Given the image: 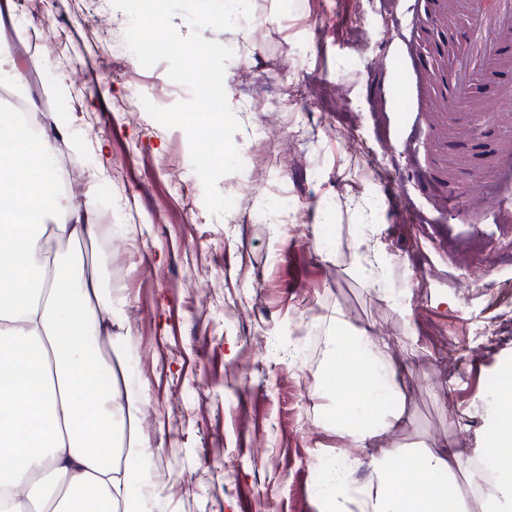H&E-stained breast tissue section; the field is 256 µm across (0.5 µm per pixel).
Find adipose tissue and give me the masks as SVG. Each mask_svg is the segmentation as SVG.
<instances>
[{"instance_id":"adipose-tissue-1","label":"adipose tissue","mask_w":512,"mask_h":512,"mask_svg":"<svg viewBox=\"0 0 512 512\" xmlns=\"http://www.w3.org/2000/svg\"><path fill=\"white\" fill-rule=\"evenodd\" d=\"M55 138L0 113V512H141L150 490L133 466L149 445L140 408L129 396L123 348L98 266L79 250L49 258L53 241L94 243L106 233L95 206L68 205L54 165ZM319 374L322 390L353 377L375 423L336 418L348 450L370 449L374 480L360 492V512H461L446 476L454 458L425 448L396 453L386 439L399 409L374 405L364 390L373 367L366 352L386 354L385 337L339 333ZM109 384L98 389L99 372ZM471 481L493 475L512 496V424L478 452Z\"/></svg>"}]
</instances>
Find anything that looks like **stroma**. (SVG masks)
I'll list each match as a JSON object with an SVG mask.
<instances>
[{
	"label": "stroma",
	"mask_w": 512,
	"mask_h": 512,
	"mask_svg": "<svg viewBox=\"0 0 512 512\" xmlns=\"http://www.w3.org/2000/svg\"><path fill=\"white\" fill-rule=\"evenodd\" d=\"M12 4L0 45L27 70L17 95L36 101L40 127L62 130V168L112 227L92 251L130 336L145 512H322L342 442L312 361L328 358L335 316L384 336L408 368L385 399L405 412L390 445L450 450L462 437L472 454L494 439L512 382V213L452 215L441 193L406 182L409 167L452 166L438 143L415 154L401 137L383 96L400 78L392 18L377 0H252V28L203 30L234 52L225 86L241 156L267 139L294 151L267 184L222 177L235 205L220 217L186 132L134 109L183 95L167 62L145 68L116 50L126 14L112 10L101 31L84 24L101 0ZM36 54L49 67L27 69ZM286 82L301 88L289 109ZM258 97L268 110L246 111ZM412 208L427 223H410ZM366 239L383 255L374 287L360 272Z\"/></svg>",
	"instance_id": "35a3bbf8"
}]
</instances>
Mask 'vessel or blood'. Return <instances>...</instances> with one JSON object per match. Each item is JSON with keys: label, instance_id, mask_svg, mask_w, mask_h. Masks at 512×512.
<instances>
[{"label": "vessel or blood", "instance_id": "b4317fda", "mask_svg": "<svg viewBox=\"0 0 512 512\" xmlns=\"http://www.w3.org/2000/svg\"><path fill=\"white\" fill-rule=\"evenodd\" d=\"M464 40L452 44L449 54L440 55L422 39L423 27L434 25L448 9L447 0H414L411 15H396L395 38L399 44L396 61L404 89L394 97L397 111L422 115L444 112L449 118H466L477 126L493 128L501 109L512 107V84L499 87L495 96L476 99L475 81L488 66L512 67V52L504 50L501 34L512 28V0H457ZM477 163L491 162L496 187L473 185L470 200L488 208L512 201V151L490 154L486 142L466 148Z\"/></svg>", "mask_w": 512, "mask_h": 512}]
</instances>
